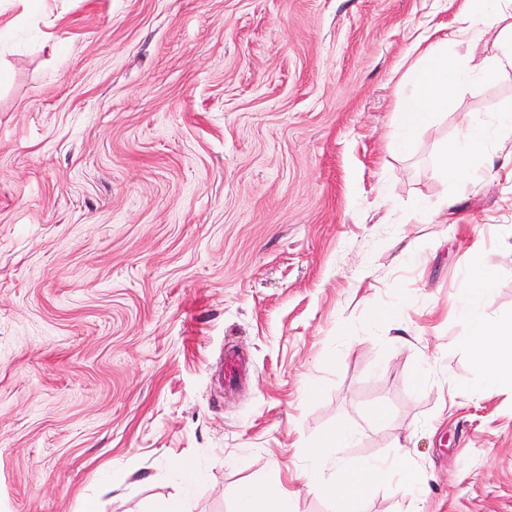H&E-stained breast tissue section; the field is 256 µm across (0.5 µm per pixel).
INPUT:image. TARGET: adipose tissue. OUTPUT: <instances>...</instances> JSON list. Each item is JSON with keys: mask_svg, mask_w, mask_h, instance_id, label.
Listing matches in <instances>:
<instances>
[{"mask_svg": "<svg viewBox=\"0 0 512 512\" xmlns=\"http://www.w3.org/2000/svg\"><path fill=\"white\" fill-rule=\"evenodd\" d=\"M512 0H464L450 39L434 42L419 40V57L410 81L399 97L390 137L393 150L409 152L413 142L436 112L448 105V94L458 84L472 80H489L504 69L512 68ZM494 37L499 53L491 63L474 65L470 52L479 40ZM467 45L469 53L456 61L448 59L449 43ZM512 139V114L501 113L496 122H468L458 136L442 148L441 173L458 193L480 181L484 175L483 159L489 144L505 145ZM493 278L482 272L463 289L459 299L460 317L469 333L462 339L481 373L479 386L487 390L504 381H512V319L490 322L483 315L493 294ZM308 488L320 491L334 504L335 512H355V503L363 492L379 482H391L405 495L419 496L411 467L404 458L367 460L356 463L336 457L324 448L309 452V463L302 472ZM239 512H287L288 492L279 485L257 488L246 486L238 492Z\"/></svg>", "mask_w": 512, "mask_h": 512, "instance_id": "1", "label": "adipose tissue"}]
</instances>
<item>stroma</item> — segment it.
<instances>
[{
  "instance_id": "1",
  "label": "stroma",
  "mask_w": 512,
  "mask_h": 512,
  "mask_svg": "<svg viewBox=\"0 0 512 512\" xmlns=\"http://www.w3.org/2000/svg\"><path fill=\"white\" fill-rule=\"evenodd\" d=\"M0 4V512H236L277 483L333 512L297 475L340 427L335 455H407L427 487L357 512H512V385L479 389L456 311L480 260L485 317L512 319V158L461 197L440 169L512 110V69L387 146L403 62L458 0ZM228 346L252 368L220 394Z\"/></svg>"
}]
</instances>
